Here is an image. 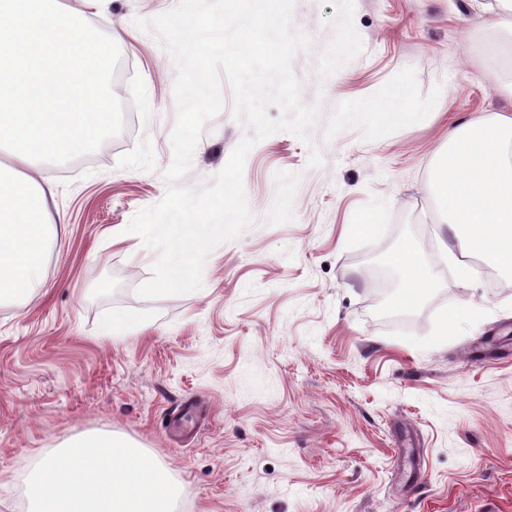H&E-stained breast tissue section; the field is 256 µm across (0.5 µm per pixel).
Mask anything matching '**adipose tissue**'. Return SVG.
Masks as SVG:
<instances>
[{
	"mask_svg": "<svg viewBox=\"0 0 512 512\" xmlns=\"http://www.w3.org/2000/svg\"><path fill=\"white\" fill-rule=\"evenodd\" d=\"M439 201L463 250L512 264V116L470 120L448 134ZM57 227L28 182L0 170V301L43 288L40 262ZM179 489L168 468L112 436L73 441L40 462L29 483L32 512H173Z\"/></svg>",
	"mask_w": 512,
	"mask_h": 512,
	"instance_id": "adipose-tissue-1",
	"label": "adipose tissue"
}]
</instances>
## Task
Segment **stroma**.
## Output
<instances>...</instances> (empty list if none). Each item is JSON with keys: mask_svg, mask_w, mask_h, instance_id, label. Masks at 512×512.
Returning <instances> with one entry per match:
<instances>
[{"mask_svg": "<svg viewBox=\"0 0 512 512\" xmlns=\"http://www.w3.org/2000/svg\"><path fill=\"white\" fill-rule=\"evenodd\" d=\"M483 2L295 0L311 37L293 59L301 100L330 109L310 142L273 134L243 169L251 212L275 195L286 218L211 251L198 290L145 299L150 249L112 229L167 190L176 73L137 22L177 0H111L105 24L59 0L112 36L113 91L134 107L84 167H19L61 223L44 291L0 304V512H27L36 464L99 433L167 465L178 512H512V268L484 256L496 288L448 276L461 251L433 201L449 131L512 116L503 62L480 48L491 19L512 33V13ZM222 97L185 185L211 182L245 133L230 85ZM365 105L384 115L374 139ZM144 149L149 169L128 168ZM381 205L391 223L363 237ZM409 245L434 286L405 315L385 269ZM123 313L144 329L106 331ZM190 396L200 429L172 442Z\"/></svg>", "mask_w": 512, "mask_h": 512, "instance_id": "1", "label": "stroma"}]
</instances>
